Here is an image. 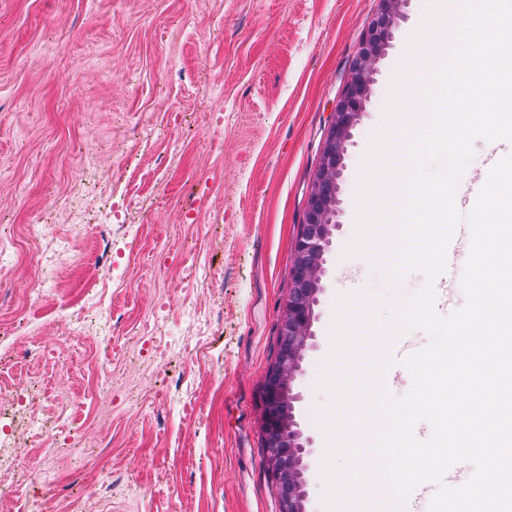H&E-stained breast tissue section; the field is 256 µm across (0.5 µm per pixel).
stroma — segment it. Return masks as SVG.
<instances>
[{
  "instance_id": "obj_1",
  "label": "stroma",
  "mask_w": 512,
  "mask_h": 512,
  "mask_svg": "<svg viewBox=\"0 0 512 512\" xmlns=\"http://www.w3.org/2000/svg\"><path fill=\"white\" fill-rule=\"evenodd\" d=\"M377 0H0V512L38 467L55 512H279L260 431L293 243L330 108ZM423 0H409L343 161L312 338L293 392L307 512H322L313 384L354 186ZM461 186L512 142L475 139ZM97 217L96 233L81 225ZM46 236L30 231L35 220ZM50 286L31 303L40 264ZM111 340L66 342L73 305ZM60 427L51 447L31 423Z\"/></svg>"
}]
</instances>
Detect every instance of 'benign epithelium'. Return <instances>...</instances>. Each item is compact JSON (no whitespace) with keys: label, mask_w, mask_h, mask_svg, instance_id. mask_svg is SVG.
I'll list each match as a JSON object with an SVG mask.
<instances>
[{"label":"benign epithelium","mask_w":512,"mask_h":512,"mask_svg":"<svg viewBox=\"0 0 512 512\" xmlns=\"http://www.w3.org/2000/svg\"><path fill=\"white\" fill-rule=\"evenodd\" d=\"M379 8L359 39L342 92L333 108L311 192L294 242L291 288L279 324V348L262 384L260 422L264 448L279 500V512H306L303 470L306 448L292 414V385L301 373L311 337L314 306L322 288L324 255L337 205L326 200L322 183L337 180L351 133L364 113L378 63L408 0H378Z\"/></svg>","instance_id":"benign-epithelium-1"}]
</instances>
